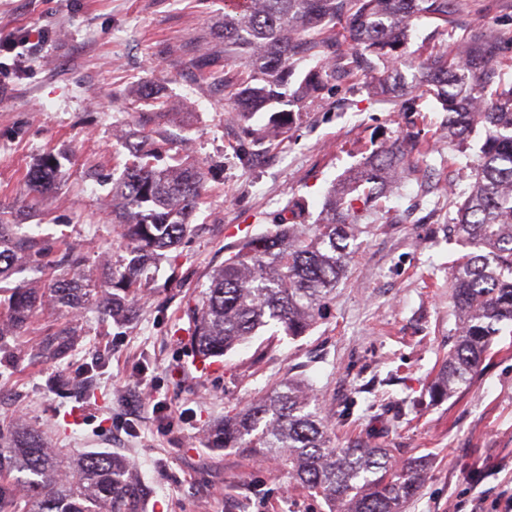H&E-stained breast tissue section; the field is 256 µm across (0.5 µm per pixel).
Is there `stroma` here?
<instances>
[{
    "instance_id": "1",
    "label": "stroma",
    "mask_w": 512,
    "mask_h": 512,
    "mask_svg": "<svg viewBox=\"0 0 512 512\" xmlns=\"http://www.w3.org/2000/svg\"><path fill=\"white\" fill-rule=\"evenodd\" d=\"M224 0H0V31H48L21 69L13 55L0 90V211L45 237L51 261L76 250L85 267L122 269L130 247L106 201L129 160L114 129L134 133L147 106L133 92L160 79L167 110L156 121L170 156L191 154L207 172V197L180 246L149 266L131 320L45 310L0 353V429L23 419L64 455L109 451L150 489L144 512H328L278 460L206 444L210 427L269 385L308 383L336 447L423 457L426 479L402 512H503L512 488V329L496 336L468 385L433 399L431 384L454 344L458 319L450 273L464 254L448 234L456 190L466 188L483 136L464 144L438 134L448 122L417 70L431 52L455 51L482 30L499 49L493 98L512 84V0H448V19L416 24L398 68L409 93L388 99L353 71L319 96L291 104L293 121L259 145L229 108ZM210 54L214 62L198 67ZM419 139L408 176L364 213L326 316L304 336L248 344L201 365L183 310L208 285L231 246L278 224H314L328 193L385 143ZM58 155L55 184L34 207L21 194L27 170ZM80 337L60 359L25 353L57 328Z\"/></svg>"
}]
</instances>
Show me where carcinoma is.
Wrapping results in <instances>:
<instances>
[{"label":"carcinoma","instance_id":"carcinoma-1","mask_svg":"<svg viewBox=\"0 0 512 512\" xmlns=\"http://www.w3.org/2000/svg\"><path fill=\"white\" fill-rule=\"evenodd\" d=\"M423 12L445 16L448 0H248L242 10L224 12V54L246 62L227 84L233 111L248 121L288 95L311 98L324 79L355 68L372 73L381 67L387 77L377 79L380 92L406 93L408 83L394 73L395 63L405 52L412 21ZM336 19L343 22L352 54L346 63L329 64L335 59L333 44L322 34ZM305 57L326 64L301 75L297 66ZM496 57V44L476 35L456 60L435 52L423 63L422 78L437 88L448 112V141L464 140L478 124L488 132L476 181L449 225L471 251L452 273L458 332L433 383L437 393L448 396L472 379L499 327L512 326V86L500 88L490 102L475 94L477 85L493 81ZM154 118L140 112L142 135L118 136L133 157L111 192L113 220L131 245L124 270L117 276L105 267L96 277L74 253L69 268L48 283L17 285L0 304V352L48 304L77 311L90 303L104 318L134 316L138 279L159 255L179 246L207 192L203 166L190 156L156 166L167 141L152 127ZM288 121L289 113L275 112L251 134L259 144L272 143ZM414 150L424 153L428 147H381L331 192L318 223L279 224L235 245L184 310L200 361L224 355L270 324L288 336L308 332L345 271L348 240L358 228L356 204L368 206L386 192L387 182H397ZM58 167L57 158L46 154L29 169L23 186L28 205L37 203ZM44 254L41 238L0 224V280L26 271L22 256ZM76 345L74 331L61 328L36 347L34 357L64 356ZM310 404L302 383L283 379L225 416L208 432L207 445L284 462L292 479L321 496L329 512H401L421 488L425 463L397 465L388 448L335 447L328 421ZM144 497L128 465L110 453H90L64 465L43 436L23 423L0 435V512H141Z\"/></svg>","mask_w":512,"mask_h":512}]
</instances>
